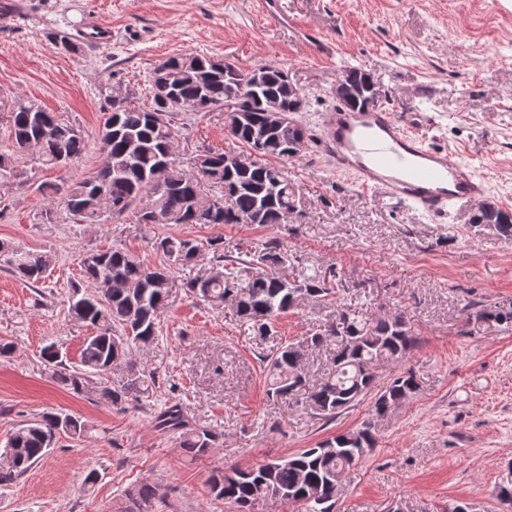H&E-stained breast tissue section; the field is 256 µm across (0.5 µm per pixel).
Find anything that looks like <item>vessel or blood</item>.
<instances>
[{"label":"vessel or blood","mask_w":512,"mask_h":512,"mask_svg":"<svg viewBox=\"0 0 512 512\" xmlns=\"http://www.w3.org/2000/svg\"><path fill=\"white\" fill-rule=\"evenodd\" d=\"M320 145L332 169L355 176L361 189L384 192L436 221L488 192L471 165L453 161L447 148L430 144L381 105L362 112L336 106L325 116Z\"/></svg>","instance_id":"b4317fda"}]
</instances>
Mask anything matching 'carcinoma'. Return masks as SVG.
I'll return each instance as SVG.
<instances>
[{"label":"carcinoma","mask_w":512,"mask_h":512,"mask_svg":"<svg viewBox=\"0 0 512 512\" xmlns=\"http://www.w3.org/2000/svg\"><path fill=\"white\" fill-rule=\"evenodd\" d=\"M161 66L171 75L166 87L152 82L153 106L133 104V94L112 99V113L99 138L102 163L90 178L63 183L42 182L36 191L47 200L40 212L43 224H54L57 209L76 224H88L106 216L114 221L133 213L140 224H280L297 208L298 198L288 171L280 165L258 160L260 156L294 160L298 137H309L307 128L288 125V113L297 111L288 95V72L269 63L251 69L224 72L213 58L183 52L167 58ZM341 103L352 109L365 108L373 94L369 74L351 68L339 78ZM195 112L223 111L228 107V133L234 142L255 156L243 167L224 166L225 152L203 147L193 157L195 168L206 179L228 188L229 195L208 200L201 196L198 181L184 175L173 157L177 139V106ZM6 114L11 149L0 152V179L29 182L15 165V153L33 145L42 165L54 169L64 159L73 162L86 152L81 131L53 112L18 99L0 105ZM476 223L489 225L505 238L512 237V213L486 204ZM219 252L222 265L186 282V288L207 301L234 304L240 321L252 324L261 334L271 332L275 318L295 307L301 296L325 300L334 294L327 276H308L301 282L288 276V256L280 241L273 239L254 251L227 255L217 239L205 243L191 238L165 236L159 239L163 261L148 266L120 247L98 251V260L84 273L94 285L90 294L74 290L69 305L72 319L94 328L86 337L79 361L67 364L56 346L41 353L55 379L78 392L92 374L116 375L107 389L112 402L129 394H144L156 383V375L138 366L132 354L158 338L157 317L172 288V266H190L204 248ZM0 257L14 277L36 288L53 264L49 252L26 250L0 243ZM346 336L331 361V369L308 396L299 398L305 385L304 348L317 347L326 336ZM416 339L397 319L360 323L348 313L337 314L325 332L305 343L288 344L267 357V392L291 403L304 402L318 418L331 422L336 416L374 394L371 412L382 416L412 399L418 385L408 371L379 387L372 363L401 360L415 348ZM59 418L70 421L64 435L81 439L90 431L80 418L45 413L29 420L12 433L5 445L8 466L0 467V485L11 484L30 471L47 454ZM155 428L178 434L179 445L192 461L208 455L219 439L210 430H199L186 422L181 407L168 404L154 416ZM376 439L370 423L339 433L258 466H231L210 476V487L233 512H254L261 501L298 503L304 512H329L336 501V485L344 473L373 450ZM161 498L160 486L141 482L124 491L116 512H152Z\"/></svg>","instance_id":"obj_1"}]
</instances>
